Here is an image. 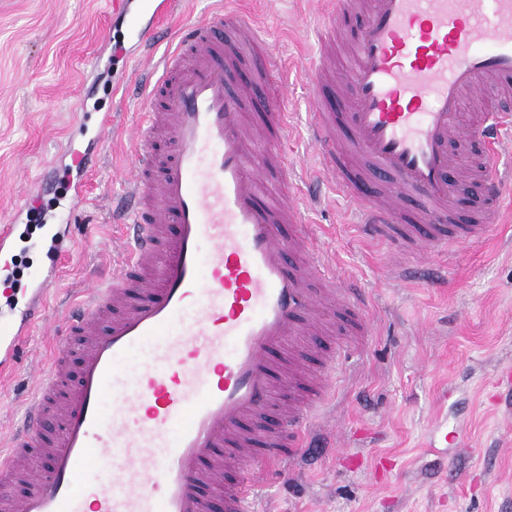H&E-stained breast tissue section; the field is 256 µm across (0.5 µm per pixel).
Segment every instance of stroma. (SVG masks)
I'll return each instance as SVG.
<instances>
[{"instance_id":"stroma-1","label":"stroma","mask_w":512,"mask_h":512,"mask_svg":"<svg viewBox=\"0 0 512 512\" xmlns=\"http://www.w3.org/2000/svg\"><path fill=\"white\" fill-rule=\"evenodd\" d=\"M112 2L0 0V212L10 213L20 184L49 172L52 196L65 194L54 169L75 112L114 119L71 217L78 246L47 301L60 319L94 276L111 272L123 248L112 202L125 190L124 132L139 119L136 100L123 89L151 61L136 56L97 70L104 45L120 47L127 35ZM215 2L183 0L158 26L154 54ZM227 6L251 16L288 70L281 150L290 193L329 270L363 290L371 322L365 348L339 360L340 385L317 416L323 452L302 470L282 467L255 491L252 512H512V425L491 405L511 390L498 367L512 362V221L494 226L486 241L435 253L418 276H399L402 258L362 235L347 196L327 184L321 203L308 200L319 162L308 137L304 73L315 61L323 0H280L273 10L262 0ZM56 342L33 330L19 346L16 372L0 376V442L19 419L24 371L46 360ZM441 416L467 427L468 447L430 439Z\"/></svg>"}]
</instances>
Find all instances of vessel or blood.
<instances>
[{
  "label": "vessel or blood",
  "instance_id": "obj_1",
  "mask_svg": "<svg viewBox=\"0 0 512 512\" xmlns=\"http://www.w3.org/2000/svg\"><path fill=\"white\" fill-rule=\"evenodd\" d=\"M328 3L306 74L320 174L366 234L421 271L497 222L491 156L481 195L464 198L469 171L450 143L512 131L511 112L467 109L512 90V0H369L343 64L333 49L352 2ZM177 4L140 0L131 51L150 55L148 23ZM284 85L253 21L218 9L186 24L135 88L124 256L29 375L22 426L0 446V512H250L276 466L311 447V414L367 319L284 190ZM37 194L17 196L0 258ZM56 278L49 266L23 306L0 303V364L14 363Z\"/></svg>",
  "mask_w": 512,
  "mask_h": 512
}]
</instances>
